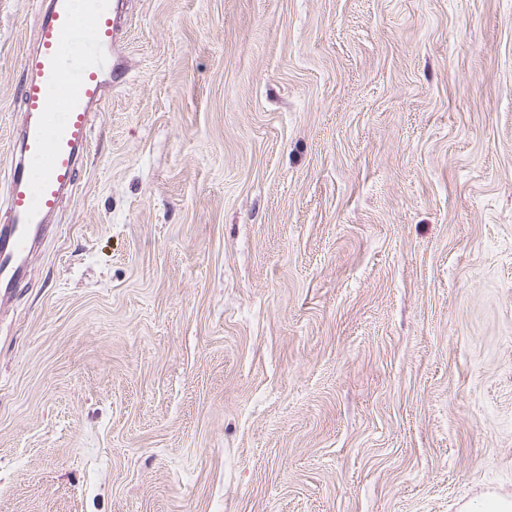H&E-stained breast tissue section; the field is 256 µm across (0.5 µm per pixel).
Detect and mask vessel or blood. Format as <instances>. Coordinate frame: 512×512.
Instances as JSON below:
<instances>
[{
    "mask_svg": "<svg viewBox=\"0 0 512 512\" xmlns=\"http://www.w3.org/2000/svg\"><path fill=\"white\" fill-rule=\"evenodd\" d=\"M38 3L33 47L23 59V118L11 154L8 219L0 224V304L23 282L36 247L51 231L48 217L78 181V160L90 148L92 112L112 88L120 38L113 0H84L82 25L73 0ZM79 35L85 47L71 68L63 46Z\"/></svg>",
    "mask_w": 512,
    "mask_h": 512,
    "instance_id": "1",
    "label": "vessel or blood"
}]
</instances>
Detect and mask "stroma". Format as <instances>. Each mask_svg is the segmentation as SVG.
I'll use <instances>...</instances> for the list:
<instances>
[{"label":"stroma","mask_w":512,"mask_h":512,"mask_svg":"<svg viewBox=\"0 0 512 512\" xmlns=\"http://www.w3.org/2000/svg\"><path fill=\"white\" fill-rule=\"evenodd\" d=\"M121 44L0 306V512L512 501V0H126Z\"/></svg>","instance_id":"obj_1"}]
</instances>
